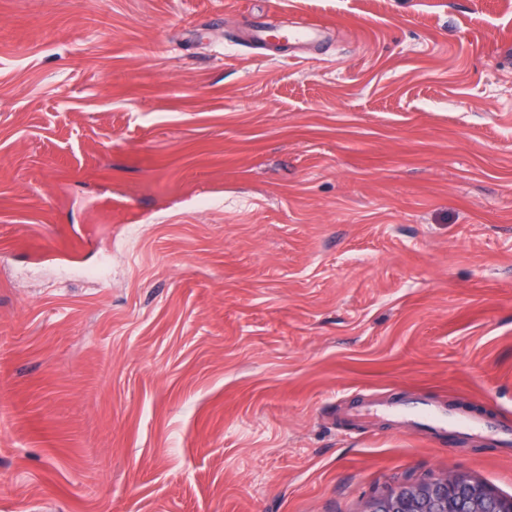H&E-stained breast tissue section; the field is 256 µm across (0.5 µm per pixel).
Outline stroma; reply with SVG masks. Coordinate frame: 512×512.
I'll return each mask as SVG.
<instances>
[{
  "mask_svg": "<svg viewBox=\"0 0 512 512\" xmlns=\"http://www.w3.org/2000/svg\"><path fill=\"white\" fill-rule=\"evenodd\" d=\"M509 46L512 0H0V512L512 496V452L344 414L512 421ZM455 413H448L447 409H441L422 400L411 402L403 398L395 403L371 404L364 407L361 415L366 417L382 414L395 415L400 419L404 431L418 433L423 427H427L430 435L442 436L449 430H466L474 433H482L487 424L481 418L468 414L466 408H456ZM366 511L512 512V496L465 473L433 475L388 488L369 500Z\"/></svg>",
  "mask_w": 512,
  "mask_h": 512,
  "instance_id": "obj_1",
  "label": "stroma"
}]
</instances>
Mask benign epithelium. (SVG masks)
I'll return each instance as SVG.
<instances>
[{"label": "benign epithelium", "mask_w": 512, "mask_h": 512, "mask_svg": "<svg viewBox=\"0 0 512 512\" xmlns=\"http://www.w3.org/2000/svg\"><path fill=\"white\" fill-rule=\"evenodd\" d=\"M367 512H512V496L465 473L433 475L387 489Z\"/></svg>", "instance_id": "7a95c632"}]
</instances>
